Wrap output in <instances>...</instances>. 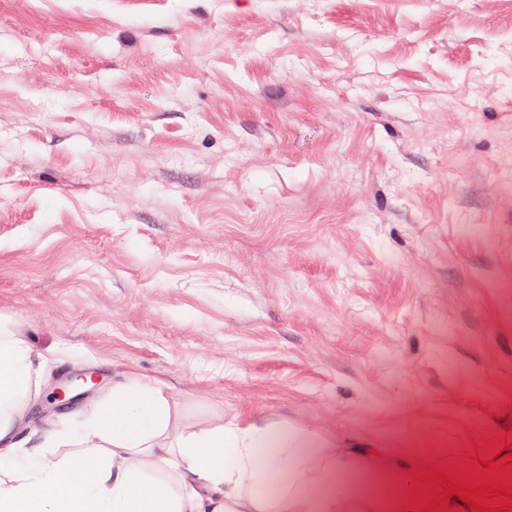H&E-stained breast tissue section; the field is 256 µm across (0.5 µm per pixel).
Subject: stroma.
Masks as SVG:
<instances>
[{
  "label": "stroma",
  "mask_w": 512,
  "mask_h": 512,
  "mask_svg": "<svg viewBox=\"0 0 512 512\" xmlns=\"http://www.w3.org/2000/svg\"><path fill=\"white\" fill-rule=\"evenodd\" d=\"M0 314L423 473L512 434V0H0Z\"/></svg>",
  "instance_id": "obj_1"
}]
</instances>
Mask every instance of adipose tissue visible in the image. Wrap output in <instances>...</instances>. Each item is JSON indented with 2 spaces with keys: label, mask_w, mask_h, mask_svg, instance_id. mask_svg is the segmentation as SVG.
<instances>
[{
  "label": "adipose tissue",
  "mask_w": 512,
  "mask_h": 512,
  "mask_svg": "<svg viewBox=\"0 0 512 512\" xmlns=\"http://www.w3.org/2000/svg\"><path fill=\"white\" fill-rule=\"evenodd\" d=\"M48 357L0 316V512H422L411 472L259 419L185 425L165 383L127 375L37 430Z\"/></svg>",
  "instance_id": "1"
}]
</instances>
